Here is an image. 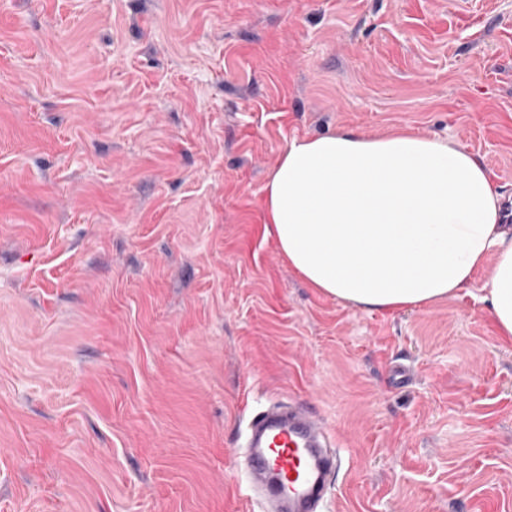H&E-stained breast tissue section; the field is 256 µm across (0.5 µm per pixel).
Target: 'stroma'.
<instances>
[{"mask_svg":"<svg viewBox=\"0 0 512 512\" xmlns=\"http://www.w3.org/2000/svg\"><path fill=\"white\" fill-rule=\"evenodd\" d=\"M342 128L512 199V0H0V512H250L274 400L336 436L328 512H512L478 294L356 308L265 232L288 144Z\"/></svg>","mask_w":512,"mask_h":512,"instance_id":"35a3bbf8","label":"stroma"}]
</instances>
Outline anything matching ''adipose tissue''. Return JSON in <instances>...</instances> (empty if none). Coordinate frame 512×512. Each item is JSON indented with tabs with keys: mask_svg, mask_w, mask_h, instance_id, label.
<instances>
[{
	"mask_svg": "<svg viewBox=\"0 0 512 512\" xmlns=\"http://www.w3.org/2000/svg\"><path fill=\"white\" fill-rule=\"evenodd\" d=\"M263 211L267 234L309 287L371 311L477 287L512 341V226L488 171L457 142L354 129L292 140Z\"/></svg>",
	"mask_w": 512,
	"mask_h": 512,
	"instance_id": "obj_1",
	"label": "adipose tissue"
}]
</instances>
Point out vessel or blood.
Returning <instances> with one entry per match:
<instances>
[{
  "label": "vessel or blood",
  "mask_w": 512,
  "mask_h": 512,
  "mask_svg": "<svg viewBox=\"0 0 512 512\" xmlns=\"http://www.w3.org/2000/svg\"><path fill=\"white\" fill-rule=\"evenodd\" d=\"M240 464L246 498L258 499L265 512H324L327 479L342 460L310 405L274 403L250 416Z\"/></svg>",
  "instance_id": "1"
}]
</instances>
